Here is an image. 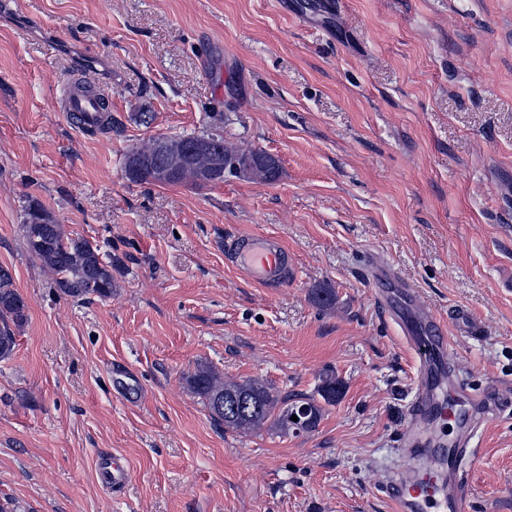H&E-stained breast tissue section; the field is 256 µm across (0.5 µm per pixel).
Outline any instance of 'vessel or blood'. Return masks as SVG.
<instances>
[{"mask_svg": "<svg viewBox=\"0 0 512 512\" xmlns=\"http://www.w3.org/2000/svg\"><path fill=\"white\" fill-rule=\"evenodd\" d=\"M63 105L65 112L79 117L81 126L89 127L99 121L98 101L81 89L67 87ZM225 252L232 266L252 282L265 288L287 286L290 257L275 237H237L226 242ZM410 301V292H403L397 309L404 339L419 355L413 415L418 418L429 411L437 421H458L460 414L456 400L444 390L449 339L428 335V328L436 324L434 316L409 322L404 312ZM496 394L493 387L468 394L467 401L475 424H487L497 419L500 408ZM466 453V448L456 444L431 450L432 467L394 479L391 500L395 512H465L467 491L459 474V460ZM97 472L101 482L115 488L124 485L129 478L128 469L116 457L108 455L99 458Z\"/></svg>", "mask_w": 512, "mask_h": 512, "instance_id": "vessel-or-blood-1", "label": "vessel or blood"}]
</instances>
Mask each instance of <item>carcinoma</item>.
<instances>
[{"label":"carcinoma","instance_id":"cac0c4a2","mask_svg":"<svg viewBox=\"0 0 512 512\" xmlns=\"http://www.w3.org/2000/svg\"><path fill=\"white\" fill-rule=\"evenodd\" d=\"M217 142V155L224 159V168L217 167L216 155L197 154L183 164L169 183L204 187L224 182V171L235 166V173L241 177L274 182L280 175L278 160L261 150H244L224 140V136L213 134ZM168 156L182 158L188 145L184 137H165ZM163 164L157 157L144 165L132 181L136 183L155 182V169ZM24 238L28 253L42 266L50 269L59 278L56 288L71 298L96 295L107 298L112 295V261L105 260L100 249L82 237L65 233L62 225L40 204L32 203L26 211ZM25 301L13 286L12 277L0 270V360L8 358L16 345V331L27 320ZM188 386L202 398L214 420L225 427L240 432H253L266 426L286 433L291 429L312 431L320 422L325 408L341 397L343 382L332 371L320 377L318 395L324 401L319 404L313 398L305 399L309 404L306 417H291L297 414L298 405L303 403L283 395L271 383L249 378L242 381H226L208 366H197L186 376Z\"/></svg>","mask_w":512,"mask_h":512}]
</instances>
